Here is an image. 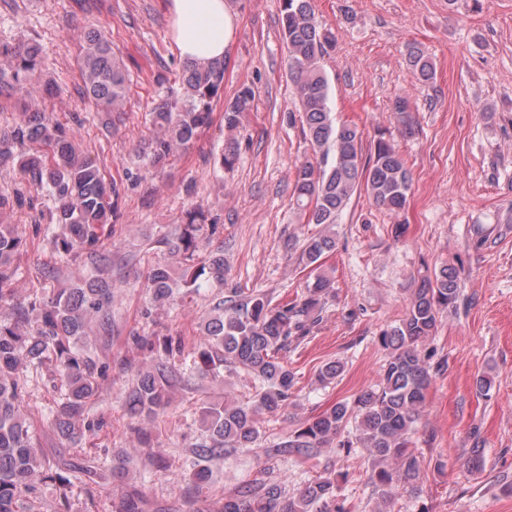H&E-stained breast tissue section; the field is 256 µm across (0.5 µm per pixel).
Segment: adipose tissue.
<instances>
[{"instance_id": "1", "label": "adipose tissue", "mask_w": 512, "mask_h": 512, "mask_svg": "<svg viewBox=\"0 0 512 512\" xmlns=\"http://www.w3.org/2000/svg\"><path fill=\"white\" fill-rule=\"evenodd\" d=\"M169 7L181 59L192 63L224 57L236 27L230 0H169Z\"/></svg>"}]
</instances>
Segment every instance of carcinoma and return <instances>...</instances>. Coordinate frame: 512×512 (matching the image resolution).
<instances>
[{
  "label": "carcinoma",
  "instance_id": "obj_1",
  "mask_svg": "<svg viewBox=\"0 0 512 512\" xmlns=\"http://www.w3.org/2000/svg\"><path fill=\"white\" fill-rule=\"evenodd\" d=\"M281 36L303 110L302 132L314 154L294 175L300 219L306 224H334L361 189L382 209L394 213L404 209L412 177L391 141L381 134L366 149L357 125L339 123L333 117L323 60L336 51V35L316 15L312 0H282ZM81 46L83 92L106 110L122 111L129 84L111 43L98 31L88 30L81 35ZM406 62L416 78H434L433 65L420 48L410 47ZM40 65L38 44L0 45V91L24 85ZM224 71V62L218 60L185 65L183 94L164 99L153 113L157 133L144 151L148 166L164 165L209 122L214 102L224 92ZM254 100L251 87H240L224 106L225 129L236 131L242 115L252 111ZM27 145L33 151L17 155L19 170L29 183L51 192L57 203L51 223L68 229L66 236H53L55 248L65 253L84 249L91 263H97L96 246L108 218L116 215V189L105 182L91 160L73 155L66 126L45 124L37 112H25L23 119L0 134V157L11 156L16 148ZM203 224V211L188 208L175 232L158 240L168 252L182 256L183 268L177 280L167 265L153 266L147 288L155 300L168 299L176 287L192 293L205 282L224 279L222 251L204 262L195 261ZM20 246L9 225L0 224V306L11 301L10 262ZM335 246L331 235L313 237L303 247L302 261L318 270ZM329 290L330 280L319 274L303 298L293 302L273 306L265 295L251 293L235 294L218 303L215 315L204 326L196 368L208 374L233 364L258 381L259 388L250 402L226 401L202 408L201 422L211 433L213 445L197 448L200 460L217 452L252 447L259 437L257 415L263 411L273 414L288 405L296 376L288 368L285 353L312 333L321 320ZM459 297V274L451 265L422 281L411 296L405 317L379 337L388 351L380 385L303 421L267 454L288 455L308 463L333 443L348 452L361 446L372 457L369 483L379 503L390 502L400 486L418 490L420 465L412 448L413 436L434 373L419 344L434 335L439 314L456 307ZM111 299L112 284L98 276L76 288L63 289L47 301L18 309L21 324L29 321L31 313L40 312L39 320L24 336L17 326L0 323V512H25L24 500L42 483L54 486L62 505L68 506L70 477L45 465L34 446L30 421L18 412L25 387L20 371L48 365L62 376L67 393L56 420L60 427L70 429L73 420L83 416L97 389V363L91 355L76 350L75 344L89 315L98 317L101 330L111 332ZM168 383L165 366L143 373L130 391L134 409L147 416L158 414L165 404ZM351 423L355 433L343 435ZM344 480L345 475L326 471L298 494L287 496L278 486L257 479L225 498L224 512H350L337 494L339 482Z\"/></svg>",
  "mask_w": 512,
  "mask_h": 512
}]
</instances>
